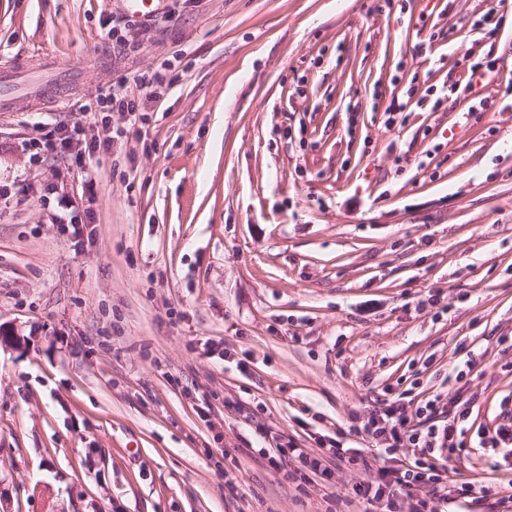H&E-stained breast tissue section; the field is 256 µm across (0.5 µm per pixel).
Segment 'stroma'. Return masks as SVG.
<instances>
[{"label": "stroma", "mask_w": 512, "mask_h": 512, "mask_svg": "<svg viewBox=\"0 0 512 512\" xmlns=\"http://www.w3.org/2000/svg\"><path fill=\"white\" fill-rule=\"evenodd\" d=\"M164 9L128 68L168 58L180 79L144 103L145 149L96 154L88 202L25 145L39 121L97 137L127 6L0 0V71L83 68L0 112V512H335L258 447L316 453L401 394L474 398L448 478L511 483L512 457L475 442L512 425V4ZM487 55L498 72L472 77ZM452 78L468 97L436 102ZM411 87L420 104L386 115ZM49 186L92 222L55 224Z\"/></svg>", "instance_id": "stroma-1"}]
</instances>
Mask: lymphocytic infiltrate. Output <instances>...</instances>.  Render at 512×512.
<instances>
[{
  "label": "lymphocytic infiltrate",
  "instance_id": "lymphocytic-infiltrate-1",
  "mask_svg": "<svg viewBox=\"0 0 512 512\" xmlns=\"http://www.w3.org/2000/svg\"><path fill=\"white\" fill-rule=\"evenodd\" d=\"M178 79V74L165 62L146 71L120 75L111 93L98 96L95 104L100 112L127 113L126 126L87 145L80 142V127L56 126L42 138L29 140L28 146L36 154L51 152L67 157L83 187L91 188L95 177L90 157L97 151L110 149L115 141L141 139L140 99H158ZM472 411V399L455 398L447 410V421L439 425L435 422L440 413L438 399L426 400L411 410L403 398L397 397L384 408L366 410L348 429L338 430L335 455L346 457L350 466L367 474L366 479L349 486L342 499L343 505L358 502L363 504L364 512H455L456 507L468 501L492 498L498 512H512V494L497 495L492 484L449 481L447 469L440 466L441 461L452 459L465 450L464 425ZM350 434L373 440L378 447L377 454L347 452L342 441ZM401 448L420 449L421 456L402 467H392L390 460ZM267 461L275 472L286 478L302 480L313 473L320 476L321 488L329 490L334 486L333 473L322 455L282 447L268 455Z\"/></svg>",
  "mask_w": 512,
  "mask_h": 512
}]
</instances>
